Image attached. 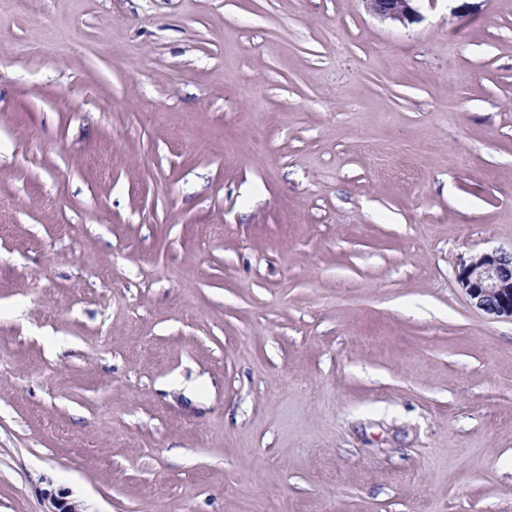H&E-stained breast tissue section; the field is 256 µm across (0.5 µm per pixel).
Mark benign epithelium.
Segmentation results:
<instances>
[{
  "mask_svg": "<svg viewBox=\"0 0 512 512\" xmlns=\"http://www.w3.org/2000/svg\"><path fill=\"white\" fill-rule=\"evenodd\" d=\"M375 16L402 24L417 17L414 0H363ZM458 283L471 304L493 318L512 320V251L493 250L470 258ZM47 512H85L81 503L50 497Z\"/></svg>",
  "mask_w": 512,
  "mask_h": 512,
  "instance_id": "benign-epithelium-1",
  "label": "benign epithelium"
}]
</instances>
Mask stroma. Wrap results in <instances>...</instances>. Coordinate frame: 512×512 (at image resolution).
<instances>
[{"instance_id":"stroma-1","label":"stroma","mask_w":512,"mask_h":512,"mask_svg":"<svg viewBox=\"0 0 512 512\" xmlns=\"http://www.w3.org/2000/svg\"><path fill=\"white\" fill-rule=\"evenodd\" d=\"M0 0V512H512V0ZM416 0H363L375 16L402 24L413 22L417 11L412 3ZM458 283L476 309L512 321V250L474 255L459 270Z\"/></svg>"}]
</instances>
